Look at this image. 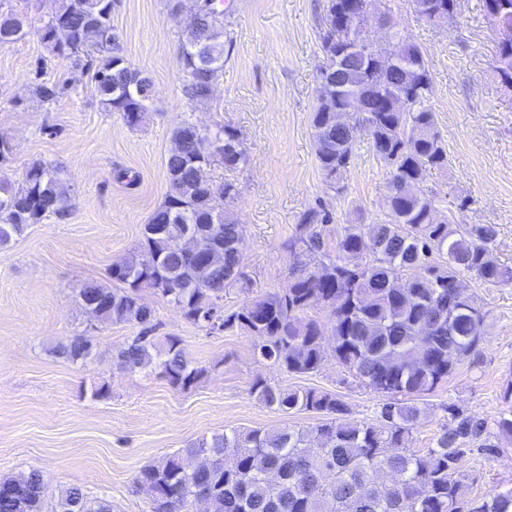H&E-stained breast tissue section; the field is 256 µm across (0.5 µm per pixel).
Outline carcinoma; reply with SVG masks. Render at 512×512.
I'll list each match as a JSON object with an SVG mask.
<instances>
[{
	"label": "carcinoma",
	"instance_id": "1",
	"mask_svg": "<svg viewBox=\"0 0 512 512\" xmlns=\"http://www.w3.org/2000/svg\"><path fill=\"white\" fill-rule=\"evenodd\" d=\"M117 0H55L39 28L48 53L73 57L93 71L100 101L131 127L139 125L152 93L151 80L131 69L118 34L112 28ZM371 0H326L327 31L317 71L336 66L344 39L362 33ZM415 13L429 23L441 13L453 16L457 0H411ZM487 18L496 29L512 30V0H485ZM219 0H199L197 14L181 28L183 97L197 103L210 99L224 69V17ZM27 34L21 11L0 9V46ZM395 63L379 72L350 65L335 109L322 99L312 113L316 157L336 193L345 190L343 174L358 138L390 169L386 183V220L348 224L336 240L335 254L326 248L318 225L329 224L326 210H310L298 225L305 254L320 259L316 270L293 277L280 292L256 297L224 311V287L233 273L241 280L242 253L236 243L241 224L230 208L238 195L224 184V200L214 212L199 194V169L210 167L197 153L196 125L185 121L171 133L178 149L166 160L168 190L163 203L144 226L138 248L111 269L119 288L84 286L78 299L96 313L97 324L145 327L116 354L118 364L134 372L156 369L182 389L196 384L205 368L189 360L181 341L169 337L156 346L148 325L154 310L141 295L146 288L181 311L190 323L211 330L212 313L223 310L222 330L237 329L255 339L257 355L292 374H310L325 358L324 342L360 386L383 397L372 422L348 418L349 408L337 395L315 389H282L263 380L252 393L282 412L317 415L307 429L290 426L267 430L226 429L203 437L145 467L135 478L147 496L144 512H191L197 495L209 494L208 512H512V485L475 499L474 477L462 465L470 443L485 423L448 406L450 422L433 446L407 450L412 430L426 415L420 400L432 394L455 367L478 346L484 313L462 289L468 273L492 285L512 284V268L491 257L497 237L493 224L460 225L438 218L434 198L411 194L403 185L421 183L430 169L448 168V154L428 105L432 78L420 47L396 28ZM497 72L512 85V43L498 44ZM358 102L357 128L336 124V110L347 96ZM224 143L220 158L227 168L246 162L239 131L230 124L205 129ZM23 184L0 180V246L48 217L67 220L71 210L68 179L62 169L35 165ZM193 225L218 226L223 248L208 259L190 260L177 249ZM318 309L327 321L310 315ZM58 356L87 363L96 348L81 335L57 347ZM38 468L8 476L20 495L0 493V512H112L105 500L91 499L78 486L59 490L47 504Z\"/></svg>",
	"mask_w": 512,
	"mask_h": 512
}]
</instances>
